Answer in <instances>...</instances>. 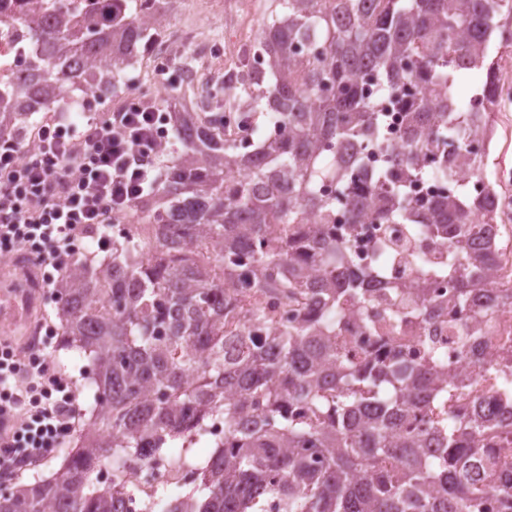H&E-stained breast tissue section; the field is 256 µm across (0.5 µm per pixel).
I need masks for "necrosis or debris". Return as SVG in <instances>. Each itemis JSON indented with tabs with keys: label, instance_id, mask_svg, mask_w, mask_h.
<instances>
[{
	"label": "necrosis or debris",
	"instance_id": "4bbe7bcc",
	"mask_svg": "<svg viewBox=\"0 0 512 512\" xmlns=\"http://www.w3.org/2000/svg\"><path fill=\"white\" fill-rule=\"evenodd\" d=\"M348 218L347 210L336 209L326 229L334 237L348 242L352 267L363 270L372 262L380 240L386 238V227L377 223L352 224ZM448 294L447 282H437L431 290L432 303L427 315L403 320L397 328L391 325L393 308L387 302L377 303L379 325L372 331L367 329L366 315L359 305L343 303L324 309L323 314L336 326L337 347L357 357L378 350L386 343L415 361L422 357L427 342L437 343L448 378L464 382L466 386L463 398L453 405L454 411L484 420L488 447L502 450L512 458V441L505 443L500 439L503 431H512V409L502 400L498 376L499 369L512 370V310L498 309L490 325L481 327L477 349L482 358L490 359L492 369L479 371L474 360L460 352L455 333L448 328ZM162 477L172 485L181 484L185 479L184 474L174 473L169 464L161 460L132 473L134 493L126 500L127 512H142L144 499L153 497L156 482Z\"/></svg>",
	"mask_w": 512,
	"mask_h": 512
}]
</instances>
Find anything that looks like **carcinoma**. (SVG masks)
<instances>
[{"label":"carcinoma","mask_w":512,"mask_h":512,"mask_svg":"<svg viewBox=\"0 0 512 512\" xmlns=\"http://www.w3.org/2000/svg\"><path fill=\"white\" fill-rule=\"evenodd\" d=\"M30 2L15 30L22 74L0 82V131L77 90L118 93L124 69L163 39L150 12L156 0ZM278 5L254 47L262 68L238 76L237 104L240 122L264 112L276 131L246 146L224 135V116L182 113L181 148L162 185L125 219L151 226L152 238H114L112 259L80 260L58 280L62 343L90 360L98 427L79 433L56 476L0 490V512H125L133 486L100 480L98 464L110 458L131 473L172 444L206 441L216 416L233 447L213 448L191 491L166 512H266L270 500L278 512H480L489 492L512 512V471L497 486L484 482L493 458L478 419L406 430L409 414L459 398L438 350L421 361L393 348L356 361L336 347V326L324 316H281L301 296L372 308L364 284L375 273L407 318L431 304V288L446 277L448 327L471 351L476 326L499 306L461 317L498 259L499 243L482 240L478 226L500 220L485 174L501 98L488 56L512 0ZM481 67L484 86L463 110L456 80ZM369 72L383 94L404 101L409 136L398 145L384 137L378 101L361 93ZM450 140L455 155L437 170L448 195L419 214L405 185L427 174L422 158ZM354 146L385 153L406 178L386 169L342 197L321 192L325 183H352ZM460 167L483 180V197L455 182ZM339 207L353 224H425L447 259L415 263L409 288L392 284L389 242L373 272L352 275L346 241L323 228Z\"/></svg>","instance_id":"carcinoma-1"}]
</instances>
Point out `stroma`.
I'll use <instances>...</instances> for the list:
<instances>
[{
    "label": "stroma",
    "mask_w": 512,
    "mask_h": 512,
    "mask_svg": "<svg viewBox=\"0 0 512 512\" xmlns=\"http://www.w3.org/2000/svg\"><path fill=\"white\" fill-rule=\"evenodd\" d=\"M276 7V0H177L167 12L165 39L159 45L175 63L171 85H164L158 71L140 62L127 69L125 81L134 84L136 91L150 90L161 101H168L182 91L180 64L190 57L194 60L195 86L213 94L210 111H224L237 100L236 92L225 90L224 85L245 67L239 48L258 43L261 23ZM486 170L499 194L512 199V97H503L500 102ZM46 355L56 369L74 378L79 407L90 412L94 391L84 378L87 357L55 343L47 348Z\"/></svg>",
    "instance_id": "obj_1"
}]
</instances>
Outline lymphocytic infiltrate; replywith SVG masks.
Instances as JSON below:
<instances>
[{"label":"lymphocytic infiltrate","mask_w":512,"mask_h":512,"mask_svg":"<svg viewBox=\"0 0 512 512\" xmlns=\"http://www.w3.org/2000/svg\"><path fill=\"white\" fill-rule=\"evenodd\" d=\"M165 123L159 101L134 93L76 122L46 113L31 153L19 134H0V250L27 255L50 289L77 261L81 240L108 248L103 227L161 183ZM78 416L75 382L33 359L29 344L1 336L0 468L45 460Z\"/></svg>","instance_id":"f902f5d3"}]
</instances>
